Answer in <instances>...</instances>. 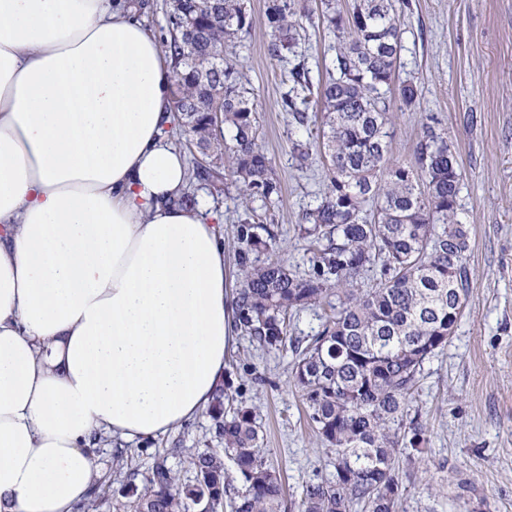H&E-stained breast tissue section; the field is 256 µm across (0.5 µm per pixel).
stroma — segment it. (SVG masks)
<instances>
[{
	"label": "stroma",
	"mask_w": 512,
	"mask_h": 512,
	"mask_svg": "<svg viewBox=\"0 0 512 512\" xmlns=\"http://www.w3.org/2000/svg\"><path fill=\"white\" fill-rule=\"evenodd\" d=\"M248 39L227 45L238 60L257 110L259 142L281 183L278 201H246L232 181L193 182L192 192L224 231L231 288H238L236 229L254 208L272 233L270 254L299 272L312 270L302 213L325 191V161L298 169L295 142L311 143L310 128H296L282 99L291 87L288 65L270 59L264 0H248ZM398 23L404 48L400 77L420 82L419 102L396 112L392 158L412 160L424 115L447 127L463 180L459 202L469 228L472 288L447 346L424 365L411 411L426 430L424 466L409 469L399 512H512V0H413ZM331 39L320 24L305 26L296 48L312 70L325 75ZM292 349L259 347L241 335L225 365L224 387L252 407L264 435L267 463L280 470L282 512H298L304 486L328 478L331 454L316 436L311 410L294 388ZM209 412L153 441L121 444L102 438L94 453L100 477H112L117 448L139 476L158 458L181 482L194 477L188 457L199 448L222 449ZM113 479V477H112ZM128 493L113 479L97 512H116Z\"/></svg>",
	"instance_id": "stroma-1"
}]
</instances>
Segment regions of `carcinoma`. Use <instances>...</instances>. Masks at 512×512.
I'll return each instance as SVG.
<instances>
[{
	"instance_id": "cac0c4a2",
	"label": "carcinoma",
	"mask_w": 512,
	"mask_h": 512,
	"mask_svg": "<svg viewBox=\"0 0 512 512\" xmlns=\"http://www.w3.org/2000/svg\"><path fill=\"white\" fill-rule=\"evenodd\" d=\"M319 22L333 36L327 77L313 85L305 61L289 71L294 86L316 88L327 187L302 214L312 244L313 273L302 275L280 258L256 263L269 250L256 221L239 225L241 288L235 327L260 346L288 340V317L325 303L320 329L292 342L295 385L312 409L314 431L333 454L332 477L307 485L300 512H398L403 477L396 462H425L426 440L410 417L424 363L448 345L470 293V238L459 204L462 171L448 129L426 117L413 162L390 156L392 109L410 107L418 81L399 79L403 49L398 11L411 0H323ZM160 43L170 59L175 118L170 135L188 137L207 158L191 177L224 181V163L247 195L265 204L281 185L258 144L250 89L224 45L242 42L253 18L248 0H168ZM271 59L296 56L298 31L311 20L306 0H265ZM307 98L282 108L304 127ZM378 277L360 286L368 273ZM224 435V455L190 456L194 483L182 484L158 460L142 486L128 481V512H217L232 478L241 483L233 512H280L281 474L263 457L254 411L239 406L224 418V388L211 404ZM229 459L234 472L225 467Z\"/></svg>"
}]
</instances>
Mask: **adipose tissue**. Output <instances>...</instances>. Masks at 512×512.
Here are the masks:
<instances>
[{
  "mask_svg": "<svg viewBox=\"0 0 512 512\" xmlns=\"http://www.w3.org/2000/svg\"><path fill=\"white\" fill-rule=\"evenodd\" d=\"M171 67L114 0H0V512H80L100 436L210 407L224 236L182 207Z\"/></svg>",
  "mask_w": 512,
  "mask_h": 512,
  "instance_id": "adipose-tissue-1",
  "label": "adipose tissue"
}]
</instances>
